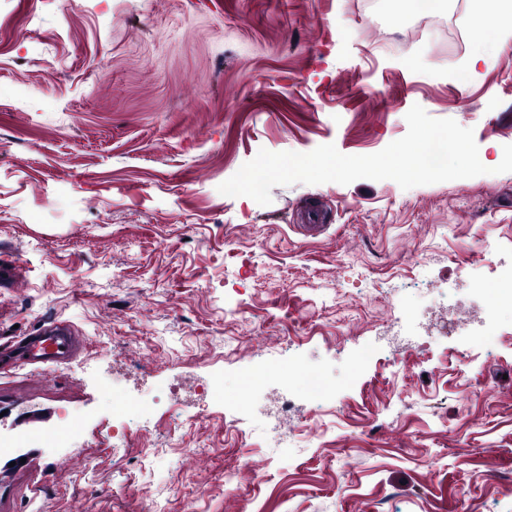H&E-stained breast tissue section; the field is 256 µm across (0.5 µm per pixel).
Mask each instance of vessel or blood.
<instances>
[{
  "instance_id": "obj_1",
  "label": "vessel or blood",
  "mask_w": 512,
  "mask_h": 512,
  "mask_svg": "<svg viewBox=\"0 0 512 512\" xmlns=\"http://www.w3.org/2000/svg\"><path fill=\"white\" fill-rule=\"evenodd\" d=\"M80 337L60 325L39 326L17 337L11 345L15 363L51 366L68 360L79 348Z\"/></svg>"
}]
</instances>
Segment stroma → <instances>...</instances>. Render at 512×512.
Masks as SVG:
<instances>
[{
	"mask_svg": "<svg viewBox=\"0 0 512 512\" xmlns=\"http://www.w3.org/2000/svg\"><path fill=\"white\" fill-rule=\"evenodd\" d=\"M492 8L0 0V347L58 321L85 340L0 373V430L84 431L0 472V512H512V320L467 289L512 268V33L467 72ZM416 104L473 129L488 173L218 191L262 149L379 152ZM298 356L331 391L297 395L287 447L257 411L229 430L222 402L171 406L185 378L231 390ZM116 391L151 413L124 424ZM125 426L145 443L113 453Z\"/></svg>",
	"mask_w": 512,
	"mask_h": 512,
	"instance_id": "stroma-1",
	"label": "stroma"
}]
</instances>
